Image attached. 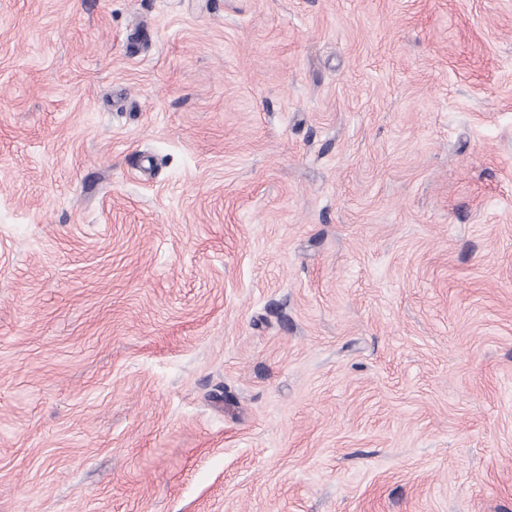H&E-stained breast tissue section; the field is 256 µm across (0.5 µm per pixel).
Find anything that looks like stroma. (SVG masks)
I'll use <instances>...</instances> for the list:
<instances>
[{
    "label": "stroma",
    "mask_w": 512,
    "mask_h": 512,
    "mask_svg": "<svg viewBox=\"0 0 512 512\" xmlns=\"http://www.w3.org/2000/svg\"><path fill=\"white\" fill-rule=\"evenodd\" d=\"M0 512H512V0H0Z\"/></svg>",
    "instance_id": "1"
}]
</instances>
